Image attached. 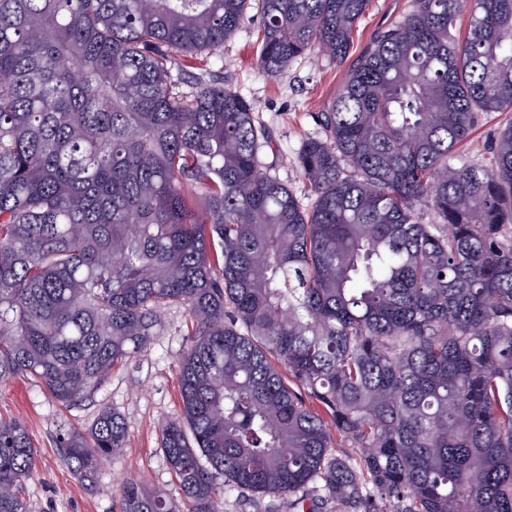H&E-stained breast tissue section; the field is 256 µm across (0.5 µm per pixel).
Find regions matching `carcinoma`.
Returning a JSON list of instances; mask_svg holds the SVG:
<instances>
[{
  "mask_svg": "<svg viewBox=\"0 0 512 512\" xmlns=\"http://www.w3.org/2000/svg\"><path fill=\"white\" fill-rule=\"evenodd\" d=\"M249 4L0 0V380L81 401L183 305V413L162 428L183 505L127 481L121 512H222L232 491L512 512V122L490 164L448 166L476 112H512V0H412L376 37L297 153L308 210L215 69ZM260 4L274 77L314 52L345 63L369 0ZM125 435L103 408L59 447L90 480ZM35 470L1 416L0 512H28Z\"/></svg>",
  "mask_w": 512,
  "mask_h": 512,
  "instance_id": "carcinoma-1",
  "label": "carcinoma"
}]
</instances>
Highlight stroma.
Listing matches in <instances>:
<instances>
[{
  "label": "stroma",
  "instance_id": "obj_1",
  "mask_svg": "<svg viewBox=\"0 0 512 512\" xmlns=\"http://www.w3.org/2000/svg\"><path fill=\"white\" fill-rule=\"evenodd\" d=\"M411 6V0H370L351 56L370 49L379 32L402 20ZM260 41V6L252 0L246 18L224 43V84L255 105V123L268 137L261 164L306 204L310 187L296 155L304 139L321 135L317 114L334 99L348 67L314 54L267 77L256 65ZM511 122L512 112L477 113L471 138L455 149L449 166L488 164L498 131ZM162 321V332L143 351L115 365L105 384L77 404L60 405L27 377L0 380V415L24 422L37 452L36 472L23 486L29 512H119V487L129 478L139 480L147 493L180 498L161 447V426L181 415L179 362L192 344L195 324L179 306L165 310ZM105 407L123 417L126 441L102 462L92 481H84L65 465L58 437L89 430Z\"/></svg>",
  "mask_w": 512,
  "mask_h": 512
}]
</instances>
